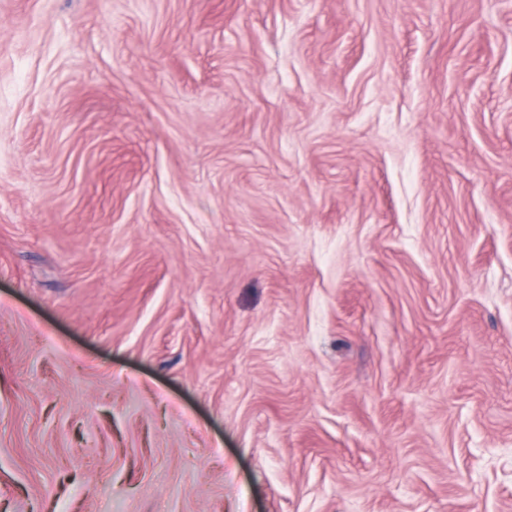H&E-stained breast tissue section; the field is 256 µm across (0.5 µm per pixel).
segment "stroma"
Masks as SVG:
<instances>
[{"label": "stroma", "mask_w": 512, "mask_h": 512, "mask_svg": "<svg viewBox=\"0 0 512 512\" xmlns=\"http://www.w3.org/2000/svg\"><path fill=\"white\" fill-rule=\"evenodd\" d=\"M0 512H512V0H0Z\"/></svg>", "instance_id": "obj_1"}]
</instances>
